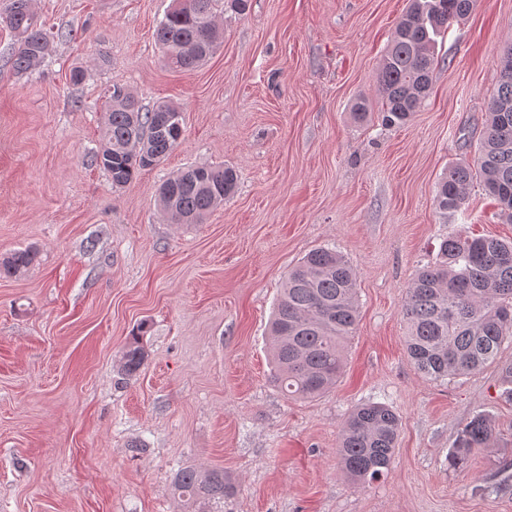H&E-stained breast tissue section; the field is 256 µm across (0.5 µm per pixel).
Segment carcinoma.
I'll use <instances>...</instances> for the list:
<instances>
[{"label":"carcinoma","instance_id":"carcinoma-1","mask_svg":"<svg viewBox=\"0 0 512 512\" xmlns=\"http://www.w3.org/2000/svg\"><path fill=\"white\" fill-rule=\"evenodd\" d=\"M188 13L167 11L155 31L165 64L191 72L224 42L216 21L217 0H195ZM473 0H409L392 31L377 74L379 106L359 96L351 105L358 122L378 112L387 127L404 125L428 97L438 41L448 27L463 20ZM6 24L19 46L12 65L19 74L35 71L50 56L54 33L39 20L32 0H9ZM104 131L95 162L122 188L177 146L184 116L170 103L143 107L129 90L108 92ZM501 211L512 218V72L500 70L496 94L488 107L487 125L477 155L448 168L437 184L435 205L443 215L458 212L474 179ZM237 187L232 167L190 166L167 178L157 190L160 208L172 224H200ZM34 246L0 258V275L22 274L37 260ZM406 353L424 375L442 379L467 375L498 360L504 337H512V241L466 236L444 239L438 261L420 269L402 307ZM358 318L356 275L335 249L318 248L288 271L270 325L272 377L287 395L315 398L332 388L342 373L345 343ZM141 336L125 344L119 370L131 379L145 365ZM401 421L387 404L367 402L352 411L342 430L337 455L353 480L378 479L391 465ZM495 427L478 414L458 432L449 454L464 462L493 440ZM173 490L187 512H223L235 487L222 469H179Z\"/></svg>","mask_w":512,"mask_h":512}]
</instances>
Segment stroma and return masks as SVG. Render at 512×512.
<instances>
[{
    "mask_svg": "<svg viewBox=\"0 0 512 512\" xmlns=\"http://www.w3.org/2000/svg\"><path fill=\"white\" fill-rule=\"evenodd\" d=\"M171 0H33L55 51L17 74L0 24V255L36 245L0 277V512H184L182 467L221 468L224 512H512V397L497 366L435 381L404 350L401 309L449 236L512 240L480 185L445 217L435 190L473 159L512 46V0H475L437 49L412 120L354 122L407 0H251L219 11L223 47L165 67L153 33ZM86 70L81 84L72 66ZM184 116L181 143L122 188L95 163L113 85ZM192 165L231 166L235 194L201 224H170L155 193ZM341 252L357 277L344 370L324 395L270 380L267 326L307 253ZM144 327L148 360L118 373ZM401 419L389 470L356 483L336 455L358 405ZM478 414L495 436L454 466ZM39 250L34 246L18 249L1 257L0 275L13 277L22 274L37 260Z\"/></svg>",
    "mask_w": 512,
    "mask_h": 512,
    "instance_id": "stroma-1",
    "label": "stroma"
}]
</instances>
